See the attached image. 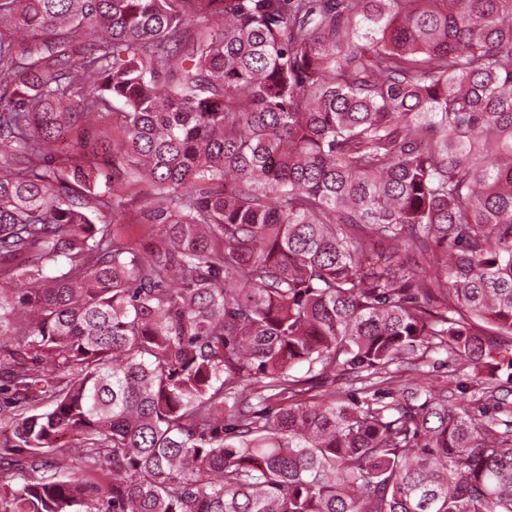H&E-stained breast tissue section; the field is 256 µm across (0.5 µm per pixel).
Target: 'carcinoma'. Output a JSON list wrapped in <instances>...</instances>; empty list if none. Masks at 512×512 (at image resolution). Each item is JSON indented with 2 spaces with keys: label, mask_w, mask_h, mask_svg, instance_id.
I'll list each match as a JSON object with an SVG mask.
<instances>
[{
  "label": "carcinoma",
  "mask_w": 512,
  "mask_h": 512,
  "mask_svg": "<svg viewBox=\"0 0 512 512\" xmlns=\"http://www.w3.org/2000/svg\"><path fill=\"white\" fill-rule=\"evenodd\" d=\"M511 384L512 0H0V512H512ZM427 360L430 362L427 367V370L430 371L428 382L432 386L437 387L443 383L453 382L452 387L454 388V382L458 381L456 378L463 382L466 381L465 376H463L466 370L462 371L459 365L448 363L445 355H433Z\"/></svg>",
  "instance_id": "cac0c4a2"
}]
</instances>
